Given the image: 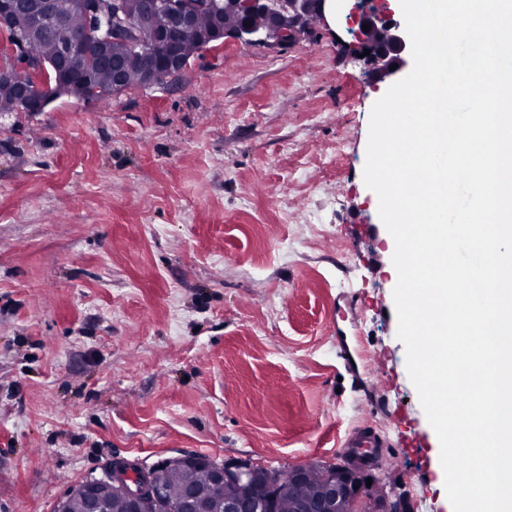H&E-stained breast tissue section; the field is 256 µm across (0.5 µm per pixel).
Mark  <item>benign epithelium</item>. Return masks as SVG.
I'll return each mask as SVG.
<instances>
[{
  "label": "benign epithelium",
  "instance_id": "benign-epithelium-1",
  "mask_svg": "<svg viewBox=\"0 0 512 512\" xmlns=\"http://www.w3.org/2000/svg\"><path fill=\"white\" fill-rule=\"evenodd\" d=\"M234 9L246 22L235 29L215 26L208 41L233 40L277 48L310 40L316 28L328 24L331 16L345 23L347 38L341 45L363 69L377 79L395 76L403 69L411 44L406 28L395 19L387 0H0V19L12 31L11 42L0 49V88L23 99L27 110L43 111L62 96L84 101L104 100L127 90L125 61L112 53V44L139 43L143 60L144 84L173 78L187 65L177 51L176 36L191 29L198 14H218ZM80 13L86 28L71 35L51 60L33 61L27 53L30 40L68 24ZM255 14H265L273 24L258 33L247 23ZM163 16L167 25L157 29L154 21ZM315 19V27L308 26ZM370 31H363V25ZM370 54H364V50ZM398 68L391 69L392 65ZM104 68L112 72L106 89L93 87V72ZM190 467L209 466L210 479L218 482L253 481L252 471L234 463L207 464L198 455H188ZM85 512H110V499L117 495L127 502L129 512H211L208 503L195 491L186 492L173 502L168 497L164 463L148 469L129 461L114 464L105 478L86 480L79 485ZM370 503L354 476L336 470L324 495L315 500H300L294 512H365ZM267 499L243 493L224 499L222 512H266Z\"/></svg>",
  "mask_w": 512,
  "mask_h": 512
}]
</instances>
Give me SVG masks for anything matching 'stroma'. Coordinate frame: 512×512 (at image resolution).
<instances>
[{"mask_svg": "<svg viewBox=\"0 0 512 512\" xmlns=\"http://www.w3.org/2000/svg\"><path fill=\"white\" fill-rule=\"evenodd\" d=\"M389 87L323 30L0 112V512L116 460L334 464L365 424L403 512H453L363 179Z\"/></svg>", "mask_w": 512, "mask_h": 512, "instance_id": "1", "label": "stroma"}]
</instances>
